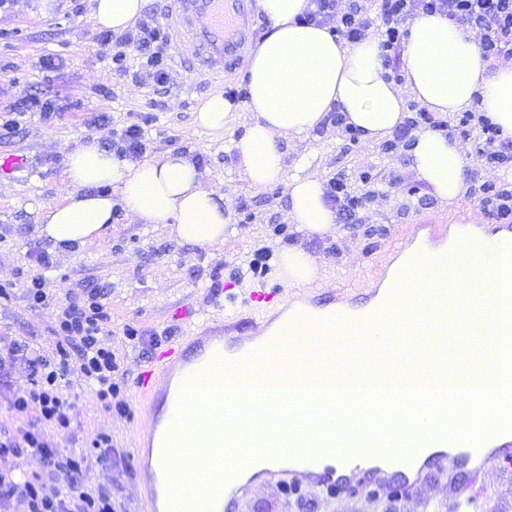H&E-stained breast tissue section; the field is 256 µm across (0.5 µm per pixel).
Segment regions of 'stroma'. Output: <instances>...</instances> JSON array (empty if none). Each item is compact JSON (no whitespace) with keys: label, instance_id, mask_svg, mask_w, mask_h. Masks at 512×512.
<instances>
[{"label":"stroma","instance_id":"35a3bbf8","mask_svg":"<svg viewBox=\"0 0 512 512\" xmlns=\"http://www.w3.org/2000/svg\"><path fill=\"white\" fill-rule=\"evenodd\" d=\"M39 0H11L0 8V70L13 73L15 83L0 82V114L14 109L20 98L35 94L55 102L47 118L19 116L15 131L0 133V157L25 155L28 170L0 179V342H23L54 351L57 326L71 289L88 283L107 290L112 309L110 342L124 374L133 413L119 417L105 412L90 391H79L70 412L73 433L57 432L58 447H77L78 437L103 429L122 462L112 469V500L117 512H149L137 475L134 449L148 415L139 404L140 373L156 351L176 345L192 331L200 314L223 319L225 297L220 288L232 280L237 268L246 266L254 252L268 247L267 280L278 277L276 257L284 247L275 235L276 225L288 227L294 245L305 248L324 272L313 296H346L354 306L363 305L373 285L377 265L403 232L412 230L420 216L431 219L464 214L467 221L495 232L499 223L487 215L471 196L445 203L432 196L409 167L407 152H385L381 144L349 141L332 123L289 146L288 165L307 158L308 173L328 180L337 173L359 186L362 171H372L380 194L366 204L358 224H337L334 233L309 237L291 226L286 186L277 182L265 189L250 188L229 149L250 117L242 110L228 130L213 135L199 129L195 114L220 88H245V75L227 77L223 86L195 80L179 57H172L169 86H135L120 81L112 71V49L92 42L93 0H57L49 13H41ZM63 60V67L49 69L46 57ZM105 113L110 123L88 129L89 113ZM142 125L148 140L146 158H155L180 146L200 167L205 188L222 194L230 208L232 229L223 245L202 248L182 245L161 224H144L121 213L111 231L83 248L62 251L40 236L34 204L61 202L68 191L64 171L70 152L88 140L106 137L111 128ZM45 252L51 266L44 270L49 302L30 306L26 281L17 274L30 254ZM148 334V341L130 339L127 328ZM469 499L512 512V466L497 461L472 472L470 468L441 469L409 496L394 498L389 492H372L359 481L349 495L326 494L307 487L283 493L281 486H260L241 499L235 512H456L459 500Z\"/></svg>","mask_w":512,"mask_h":512}]
</instances>
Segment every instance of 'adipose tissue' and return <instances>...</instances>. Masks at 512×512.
<instances>
[{"label": "adipose tissue", "mask_w": 512, "mask_h": 512, "mask_svg": "<svg viewBox=\"0 0 512 512\" xmlns=\"http://www.w3.org/2000/svg\"><path fill=\"white\" fill-rule=\"evenodd\" d=\"M144 3L95 0L93 20L119 33L140 15ZM258 5L268 32L247 72L251 120L230 148L250 187L285 181L288 215L300 232L325 235L333 230L335 216L318 177L286 175L280 143L308 136L328 113H340L363 140L374 142L399 128L410 94L444 115L479 105L503 138L512 139V62L490 66L474 33L447 15L420 12L413 17L397 83L384 75L377 40L345 47L328 27L303 22L307 0H258ZM409 159L436 198L452 202L463 196L467 162L457 141L434 130L416 132ZM65 176L70 190L63 201L35 208L41 236L60 250L102 238L119 204L142 223L167 226L180 243L215 247L224 242V198L203 188L201 173L187 154L132 162L91 142L69 154ZM278 273L294 287L322 276L299 246L280 252Z\"/></svg>", "instance_id": "obj_1"}]
</instances>
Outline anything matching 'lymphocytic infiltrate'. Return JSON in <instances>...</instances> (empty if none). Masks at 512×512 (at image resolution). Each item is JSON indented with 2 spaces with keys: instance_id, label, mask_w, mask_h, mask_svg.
<instances>
[{
  "instance_id": "1",
  "label": "lymphocytic infiltrate",
  "mask_w": 512,
  "mask_h": 512,
  "mask_svg": "<svg viewBox=\"0 0 512 512\" xmlns=\"http://www.w3.org/2000/svg\"><path fill=\"white\" fill-rule=\"evenodd\" d=\"M309 0L304 21L330 27L349 43L377 38L384 65L397 71L395 52L405 33L407 20L417 12L444 13L456 22L481 33L480 47L486 61L512 58V0ZM154 16L141 18L121 35L96 32L93 39L111 46L114 72L140 86L166 87L169 80L168 42L160 34ZM463 125L477 129L482 147L479 157L497 169L512 170V140L500 137L498 126L483 115L464 113ZM470 194L485 211L503 224L512 223V180L500 178L472 185ZM98 288L71 292L59 318L55 353L27 345L10 344L0 351V389L7 390L9 411L20 413L38 405L39 418L15 432L0 431V512H116L112 504V437L94 433L90 448L73 451L58 448L50 430L71 426L69 411L76 399L73 380L83 381L105 412L130 413L129 399L118 381L119 364L106 339L111 331V309ZM26 368L24 379H15L16 362ZM37 458L43 474L30 475L21 460ZM104 473L103 482L87 486L91 472Z\"/></svg>"
}]
</instances>
